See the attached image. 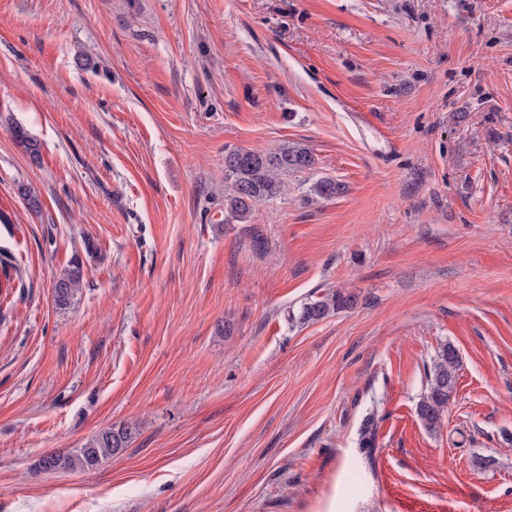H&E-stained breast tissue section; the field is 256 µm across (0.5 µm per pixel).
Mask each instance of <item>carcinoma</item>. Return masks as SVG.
<instances>
[{
	"label": "carcinoma",
	"instance_id": "1",
	"mask_svg": "<svg viewBox=\"0 0 512 512\" xmlns=\"http://www.w3.org/2000/svg\"><path fill=\"white\" fill-rule=\"evenodd\" d=\"M10 132L16 143L23 147L31 161L41 157V143L23 127L15 125ZM315 164L313 152L299 143H284L272 152H259L242 147L224 149V222L244 223L255 205L276 198L282 190L283 177L294 172L309 170ZM0 275L9 281L20 277L15 258L0 253ZM83 281L82 264L74 260L72 268L53 282L55 302L66 307L77 298ZM350 298L339 292L328 293L304 303L298 320L305 324L326 318L334 311L347 306ZM459 354L451 344L440 347L427 371V387L417 406V415L425 429L438 432L443 424L448 403L457 385ZM133 428L123 425L109 427L91 439L73 454H49L41 460L45 471L65 468L90 470L128 447Z\"/></svg>",
	"mask_w": 512,
	"mask_h": 512
}]
</instances>
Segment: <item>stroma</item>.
<instances>
[{
    "instance_id": "obj_1",
    "label": "stroma",
    "mask_w": 512,
    "mask_h": 512,
    "mask_svg": "<svg viewBox=\"0 0 512 512\" xmlns=\"http://www.w3.org/2000/svg\"><path fill=\"white\" fill-rule=\"evenodd\" d=\"M287 141L225 223V147ZM0 212V512H512V0H0ZM10 132L16 143L23 147L24 152L29 156L31 161L37 163L41 157V143L31 136L23 127L19 125L12 126ZM315 164L305 145L285 142L272 152L242 147L224 149V221L245 223L255 207L273 200L282 190L283 176L309 170ZM83 281L82 264L76 260L72 268L53 282L52 292L55 302L60 307H66L77 298ZM350 303V298L339 292L328 293L305 302L298 314L300 323L316 322L326 318L334 311L344 308ZM459 354L451 344L440 347L427 371V387L417 406V415L425 429L437 433L444 424L448 403L457 385ZM133 434V428L128 425L107 428L91 439L84 448H79L76 453L46 455L40 466L45 471L65 468L93 469L103 459L119 454L127 448Z\"/></svg>"
}]
</instances>
